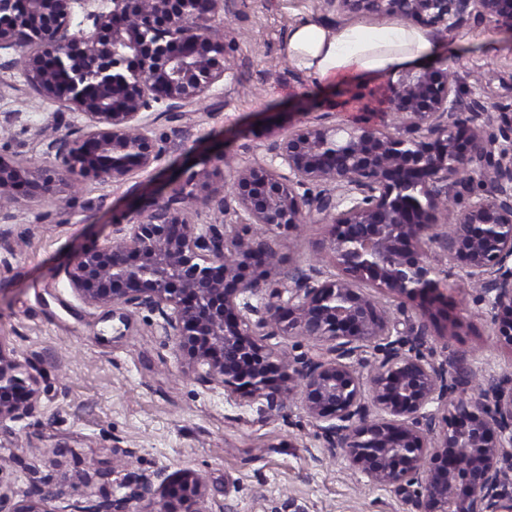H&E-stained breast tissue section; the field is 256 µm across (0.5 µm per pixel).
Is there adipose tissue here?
<instances>
[{
    "mask_svg": "<svg viewBox=\"0 0 512 512\" xmlns=\"http://www.w3.org/2000/svg\"><path fill=\"white\" fill-rule=\"evenodd\" d=\"M438 39L399 18L334 27L308 17L291 26L283 54L291 66L329 85L420 65L435 55Z\"/></svg>",
    "mask_w": 512,
    "mask_h": 512,
    "instance_id": "adipose-tissue-1",
    "label": "adipose tissue"
}]
</instances>
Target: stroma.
Instances as JSON below:
<instances>
[{
  "label": "stroma",
  "instance_id": "obj_1",
  "mask_svg": "<svg viewBox=\"0 0 512 512\" xmlns=\"http://www.w3.org/2000/svg\"><path fill=\"white\" fill-rule=\"evenodd\" d=\"M224 17L230 68L205 105L153 125L163 149L156 168L114 183L89 178L67 201L0 220V348L30 361L41 382L37 412L0 423V485L17 502L40 484L53 493L52 512H73L88 495L121 496L157 473L189 469L203 478L205 512H409L402 495L329 454L299 399L270 412L265 401L242 402L197 381L158 314L131 310L126 334L116 336L105 308L83 303L63 273L82 250L107 243L115 222L219 155L259 158L288 132L321 121L389 122L384 95L397 74L325 86L282 54L301 18L340 25L322 0H226ZM483 32L455 30L428 66L457 72L467 88L479 74L478 96L511 104L512 34L499 32L504 49L493 54ZM15 58L0 51V154L41 163L48 143L82 119L28 86ZM325 234L322 224L270 230L280 278L308 269ZM462 316L455 336L429 332L423 353L440 362L452 352L481 375L512 380V349L498 342L474 289Z\"/></svg>",
  "mask_w": 512,
  "mask_h": 512
}]
</instances>
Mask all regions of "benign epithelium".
Wrapping results in <instances>:
<instances>
[{"label":"benign epithelium","mask_w":512,"mask_h":512,"mask_svg":"<svg viewBox=\"0 0 512 512\" xmlns=\"http://www.w3.org/2000/svg\"><path fill=\"white\" fill-rule=\"evenodd\" d=\"M0 0V50L21 60L26 82L83 122L74 137L48 143V168L0 155V216L11 208L62 202L82 179L119 182L162 159L150 127L170 112L210 98L224 79V39L203 28L223 20L224 0ZM336 14L399 16L446 33L492 22L512 32V0H323ZM394 129L318 123L290 134L271 155L238 166L224 156L173 184L144 210L112 225V242L83 250L64 268L85 304L128 327V310L147 307L188 361L186 373L243 398L281 409L300 396L370 483L405 496L410 512H512V387L477 373L448 378L414 331L375 299L418 309L428 325L448 321L457 280L480 290L495 312L494 333L512 346V106L482 97L461 104V83L444 70L409 71L388 85ZM476 183L484 196L457 206ZM232 185L241 224L296 232L325 224L321 249L339 270L316 267L292 286L260 296L275 269L261 233L234 223L199 224L193 208ZM324 187L319 195L299 189ZM448 257L442 268L434 246ZM256 302H251V299ZM406 328L399 329L400 324ZM276 336L322 346L292 359ZM375 345L381 356L362 357ZM368 372H363V369ZM40 381L0 349V422L38 408ZM147 487L75 506L77 512H203L204 481L184 470ZM37 490L12 512H50Z\"/></svg>","instance_id":"obj_1"}]
</instances>
